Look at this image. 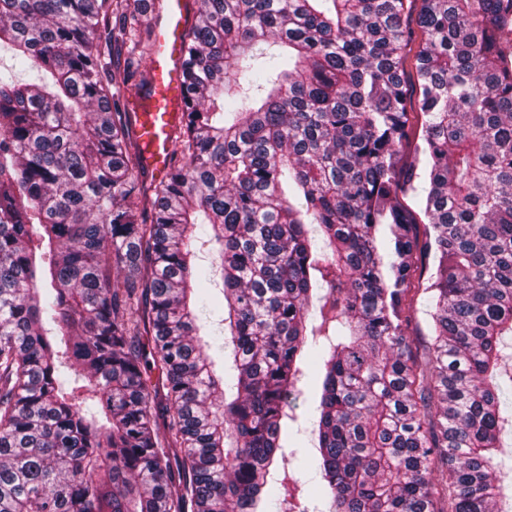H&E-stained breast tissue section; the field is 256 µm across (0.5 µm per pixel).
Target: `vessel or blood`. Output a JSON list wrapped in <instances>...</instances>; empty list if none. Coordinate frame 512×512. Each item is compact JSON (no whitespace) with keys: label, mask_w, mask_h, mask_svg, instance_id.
I'll return each instance as SVG.
<instances>
[{"label":"vessel or blood","mask_w":512,"mask_h":512,"mask_svg":"<svg viewBox=\"0 0 512 512\" xmlns=\"http://www.w3.org/2000/svg\"><path fill=\"white\" fill-rule=\"evenodd\" d=\"M188 9V0H168L165 13L155 15V47L149 64L152 94L137 105L145 164L159 179L168 171V136L182 116L181 41Z\"/></svg>","instance_id":"obj_1"}]
</instances>
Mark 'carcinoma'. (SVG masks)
Segmentation results:
<instances>
[{
  "instance_id": "1",
  "label": "carcinoma",
  "mask_w": 512,
  "mask_h": 512,
  "mask_svg": "<svg viewBox=\"0 0 512 512\" xmlns=\"http://www.w3.org/2000/svg\"><path fill=\"white\" fill-rule=\"evenodd\" d=\"M156 2L0 0L34 73L0 78V512H295L312 360L295 461L329 512H502L512 0H199L148 183L121 99L151 92ZM214 282L208 284V288L210 291L211 301L209 303L208 310L214 309L215 312L207 315H203L204 321H207L206 332L208 336H205V340L208 341L210 346L206 347L207 353L215 359L218 366L224 360L223 351L219 350V345L221 344L220 336L222 335V329L224 325L222 323L219 325L220 316H222V295L220 294V289L223 288L220 272L217 271L213 276ZM217 307L220 311H217ZM207 318V319H206ZM311 382V376L304 378L299 384V387L304 391L296 401L292 402L294 406V413L296 414L295 422H288V431L294 442L298 443V446L302 448H287V452L293 449L298 450L299 456L307 455L313 456L316 452L314 446L315 436L312 432L313 427L309 418V403L305 401L308 395V386Z\"/></svg>"
}]
</instances>
